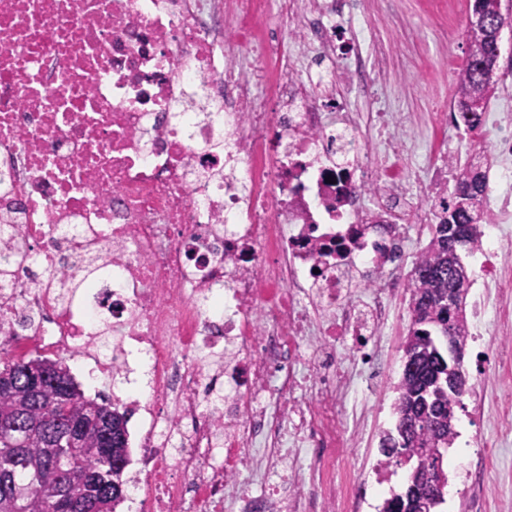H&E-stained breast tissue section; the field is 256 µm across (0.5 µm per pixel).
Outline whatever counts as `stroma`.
<instances>
[{"label": "stroma", "mask_w": 512, "mask_h": 512, "mask_svg": "<svg viewBox=\"0 0 512 512\" xmlns=\"http://www.w3.org/2000/svg\"><path fill=\"white\" fill-rule=\"evenodd\" d=\"M363 13L377 40L391 48L387 80L376 93L397 112L411 116L409 134L426 154L447 151L452 143L448 121L439 106L451 101L456 73L449 58L466 60L469 8L461 6L456 36L447 23L423 12L421 0H364ZM488 306L504 309L501 321L469 338L463 369L468 390L455 409L463 451L447 457L448 498L441 512H512V439H501L506 412L512 409V263L503 264L483 290ZM395 394L375 388L368 408L382 407L379 424H368L355 444L336 461V481L345 483L380 455L379 430H394L390 413Z\"/></svg>", "instance_id": "1"}]
</instances>
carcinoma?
Masks as SVG:
<instances>
[{
  "label": "carcinoma",
  "instance_id": "carcinoma-1",
  "mask_svg": "<svg viewBox=\"0 0 512 512\" xmlns=\"http://www.w3.org/2000/svg\"><path fill=\"white\" fill-rule=\"evenodd\" d=\"M471 16L485 20L493 36L467 29V63L456 80V107L471 129L481 124V113L496 96L493 72L499 58L502 30L512 26V0H473ZM457 193L448 216L430 225L431 238L414 269L411 296L428 300L419 314L412 315L406 340L417 348V371L402 376L396 410L404 418L411 402L424 401V413L407 432L387 438V455L399 457L398 465L414 471L429 463L447 491L448 475L443 468L444 452L457 435L449 420L460 400H448L440 392L446 385L448 358L440 337L448 335L440 303L455 287L454 268L462 263L461 252L448 245V225L469 229L466 250L476 246L484 217L486 175L472 160L455 165ZM98 259L89 257L81 276L65 288H83L100 271ZM0 426L11 432L0 437V512H58V503L69 500L76 512H116L124 495L125 467H113L103 456L101 423L111 419L115 431L112 456L128 461L127 414L103 398L90 399L77 388L65 363L42 358L11 360L0 369ZM68 454L70 469L60 473L57 459Z\"/></svg>",
  "mask_w": 512,
  "mask_h": 512
}]
</instances>
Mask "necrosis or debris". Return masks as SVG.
<instances>
[{"mask_svg": "<svg viewBox=\"0 0 512 512\" xmlns=\"http://www.w3.org/2000/svg\"><path fill=\"white\" fill-rule=\"evenodd\" d=\"M361 7L0 0V261L21 255L0 282V356H62L98 382L145 352L148 390L112 399L143 418L147 512H365L386 482L379 459L337 486L366 421L344 431L342 405L390 375L409 227L451 203L420 204L408 184L454 166L416 161L406 114L350 107L365 57L375 82L387 74L386 52L349 26ZM245 49L269 67L244 66ZM377 122L392 133L373 168L361 130ZM482 130L487 274L512 259V109ZM92 254L100 276L65 295Z\"/></svg>", "mask_w": 512, "mask_h": 512, "instance_id": "1", "label": "necrosis or debris"}]
</instances>
